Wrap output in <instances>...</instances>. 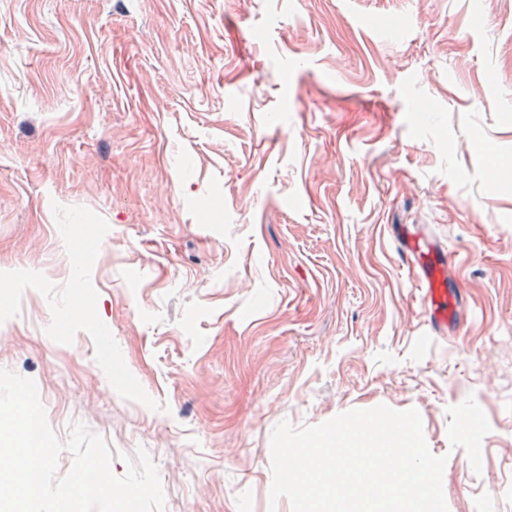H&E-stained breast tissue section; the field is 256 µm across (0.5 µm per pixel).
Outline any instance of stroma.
<instances>
[{
  "mask_svg": "<svg viewBox=\"0 0 512 512\" xmlns=\"http://www.w3.org/2000/svg\"><path fill=\"white\" fill-rule=\"evenodd\" d=\"M392 224L448 248L447 337ZM1 270L0 369L166 512H292L274 427L381 404L449 512H512V0H0Z\"/></svg>",
  "mask_w": 512,
  "mask_h": 512,
  "instance_id": "stroma-1",
  "label": "stroma"
}]
</instances>
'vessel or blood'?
<instances>
[{
	"label": "vessel or blood",
	"instance_id": "vessel-or-blood-1",
	"mask_svg": "<svg viewBox=\"0 0 512 512\" xmlns=\"http://www.w3.org/2000/svg\"><path fill=\"white\" fill-rule=\"evenodd\" d=\"M402 261L407 267L413 286L425 307L431 332L448 327L455 317L456 299L448 289L449 261L447 252L436 242H420L407 225L394 227Z\"/></svg>",
	"mask_w": 512,
	"mask_h": 512
}]
</instances>
